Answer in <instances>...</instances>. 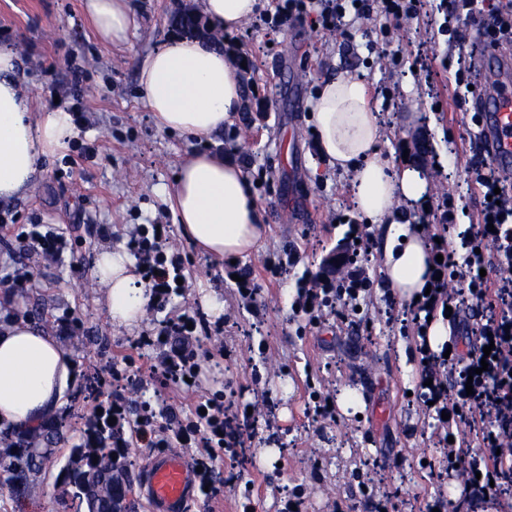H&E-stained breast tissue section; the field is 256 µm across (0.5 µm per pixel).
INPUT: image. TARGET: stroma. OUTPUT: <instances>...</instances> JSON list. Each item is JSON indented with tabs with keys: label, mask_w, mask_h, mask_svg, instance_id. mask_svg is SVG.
Wrapping results in <instances>:
<instances>
[{
	"label": "stroma",
	"mask_w": 512,
	"mask_h": 512,
	"mask_svg": "<svg viewBox=\"0 0 512 512\" xmlns=\"http://www.w3.org/2000/svg\"><path fill=\"white\" fill-rule=\"evenodd\" d=\"M132 5L136 29L126 44L111 45L97 37L82 0H0V41L18 46V74L36 108L60 102L84 115L68 146L43 159L31 193L0 204L10 221L0 228V278L24 262L34 282L22 297L0 291V306L18 309L50 334L63 315L80 318L84 339H61L80 373L131 364L142 399L160 400L180 414L223 390L227 425L240 430L244 445L224 452L212 495L193 492L191 512H277L281 499L298 489L301 512H426L437 500L446 512H457L461 487L445 464L447 442L466 443L471 455H481L489 425L466 410L442 422L426 407L414 313L383 286L384 226L367 224L368 247L356 258L370 282L358 310L339 307L314 320L292 310L300 280L322 274L344 250L350 227L332 224V217L358 215L351 176L321 158L311 117L322 81L346 72L368 82L389 163L429 176L430 215L412 210L411 223H423L427 237L444 238L452 259L463 261L464 245L478 230L479 192L469 168L481 152L471 112L453 99L459 49L441 30L448 0H419L400 25L381 13L367 20L350 11L337 32L319 28L313 11L270 30L259 16L274 0H259L257 16L237 32L238 58L246 66L235 121L208 140L158 129L138 92V63L181 36L176 18L186 9L199 13L198 0ZM76 70L82 82L73 81ZM204 149L247 157L243 172L256 185L270 228L254 252L233 262L196 252L171 210L180 161ZM154 222L169 225L168 245L185 257L184 288L139 326H114L105 289L91 275L94 261L103 248H129L138 227ZM21 224L42 225L73 248L52 265L24 257L15 240ZM98 224L108 225L107 235L95 232ZM287 253L296 263L273 272L271 263ZM240 270L259 286L250 307L242 306L234 279ZM206 295L222 310L206 308ZM186 312L207 326L222 324L223 332L196 337L201 372L194 386H159L152 372L158 354L139 339ZM486 315L465 285L453 288L448 387L480 350L477 328ZM344 387L357 391L358 405L318 415L312 393L333 400ZM250 405L255 413L248 417ZM64 410L57 461L27 512H59L56 480L93 410L84 385L71 391Z\"/></svg>",
	"instance_id": "35a3bbf8"
}]
</instances>
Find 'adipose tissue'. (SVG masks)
<instances>
[{"label": "adipose tissue", "mask_w": 512, "mask_h": 512, "mask_svg": "<svg viewBox=\"0 0 512 512\" xmlns=\"http://www.w3.org/2000/svg\"><path fill=\"white\" fill-rule=\"evenodd\" d=\"M257 0H202L209 28L238 31L256 12ZM99 37L127 42L135 27L130 0H83ZM17 50L0 43V202L33 188L42 158L75 136L66 108L35 111L16 72ZM138 90L159 129L207 138L233 120L242 84L237 67L220 45L185 37L166 42L138 65ZM312 117L321 155L351 173L358 211L385 225V287L412 300L430 285L431 245L410 224L408 210L426 199L429 182L414 166L394 168L378 148L382 128L356 74L326 80L318 89ZM171 208L184 237L201 254L232 260L254 251L267 227L241 167L216 152H195L182 162ZM92 273L107 286L113 325L130 328L146 313V288L127 251L100 252ZM79 372L69 352L31 322L0 327V427L19 431L58 416Z\"/></svg>", "instance_id": "1"}]
</instances>
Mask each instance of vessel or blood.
Masks as SVG:
<instances>
[{"instance_id":"obj_1","label":"vessel or blood","mask_w":512,"mask_h":512,"mask_svg":"<svg viewBox=\"0 0 512 512\" xmlns=\"http://www.w3.org/2000/svg\"><path fill=\"white\" fill-rule=\"evenodd\" d=\"M477 137L489 163L503 175L512 173V55L478 51L473 59ZM194 487L191 466L175 450L149 463L143 489L155 512H183Z\"/></svg>"}]
</instances>
